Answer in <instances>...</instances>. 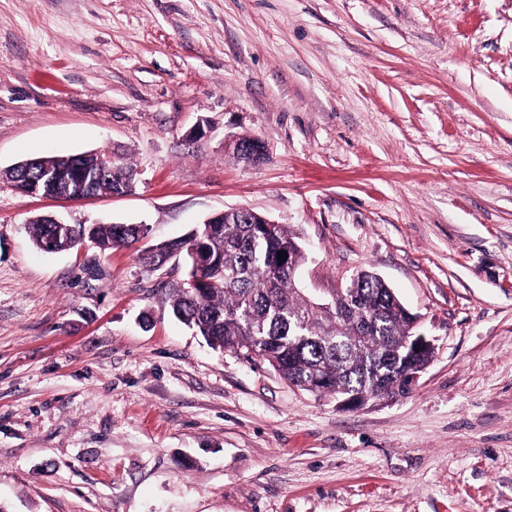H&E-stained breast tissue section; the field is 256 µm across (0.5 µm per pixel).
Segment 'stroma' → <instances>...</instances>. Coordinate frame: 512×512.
I'll use <instances>...</instances> for the list:
<instances>
[{
    "mask_svg": "<svg viewBox=\"0 0 512 512\" xmlns=\"http://www.w3.org/2000/svg\"><path fill=\"white\" fill-rule=\"evenodd\" d=\"M89 151L135 190L0 180L8 512H512V0H0V167ZM231 208L299 235L308 299L394 289L435 347L409 397L339 408L171 316L174 263L27 232ZM229 147L236 158L246 165H260L266 159V150L262 141L255 137L235 136L228 139ZM54 223L45 218H36L29 224V233L35 246L41 251L45 252L49 246H52L55 251H67V244L69 240L68 230L61 224H66L60 218L54 216H47ZM72 226V225H70ZM51 248L50 252H54Z\"/></svg>",
    "mask_w": 512,
    "mask_h": 512,
    "instance_id": "stroma-1",
    "label": "stroma"
}]
</instances>
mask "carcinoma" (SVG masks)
<instances>
[{
	"label": "carcinoma",
	"mask_w": 512,
	"mask_h": 512,
	"mask_svg": "<svg viewBox=\"0 0 512 512\" xmlns=\"http://www.w3.org/2000/svg\"><path fill=\"white\" fill-rule=\"evenodd\" d=\"M77 160L69 156L26 158L5 172L9 180H38L54 172L69 180L74 195L84 184L72 179ZM106 164L93 185L96 195L134 184L133 169L106 153H94L83 164ZM41 251L67 250L68 230L45 218L29 224ZM204 236L209 261L186 264L184 279L168 289L165 302L178 321L196 330L215 349L266 362L286 383L340 401L353 396L364 406L387 396L406 397L404 374L426 368L431 350H415L414 316L374 276L365 275L336 291L327 303L305 298L294 287L305 261L299 238L284 224H253L244 213L224 217L222 224H201L197 231L144 248L140 261L187 254L196 234ZM89 239L104 255L146 238L132 224H91ZM284 252L281 263L278 253Z\"/></svg>",
	"instance_id": "cac0c4a2"
}]
</instances>
